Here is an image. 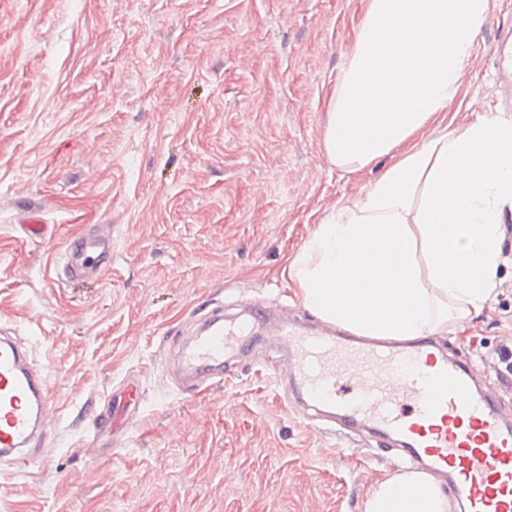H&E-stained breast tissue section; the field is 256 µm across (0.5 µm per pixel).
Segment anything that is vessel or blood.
I'll return each instance as SVG.
<instances>
[{
	"label": "vessel or blood",
	"mask_w": 512,
	"mask_h": 512,
	"mask_svg": "<svg viewBox=\"0 0 512 512\" xmlns=\"http://www.w3.org/2000/svg\"><path fill=\"white\" fill-rule=\"evenodd\" d=\"M67 279L112 269V236L99 230L70 241L59 265ZM289 348L286 371L312 410L331 408L355 432L396 436L406 461L448 479L462 512H512V418L499 399L481 390L470 365L447 355L432 340L386 347L333 330L308 335L281 323ZM248 325L225 324L213 308L182 354L186 378L199 385L224 375V364L250 343ZM140 387L126 379L112 390L99 415L121 429L138 409ZM45 379L22 344L0 336V461L29 464L50 424Z\"/></svg>",
	"instance_id": "vessel-or-blood-1"
}]
</instances>
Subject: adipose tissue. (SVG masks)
Masks as SVG:
<instances>
[{
  "label": "adipose tissue",
  "mask_w": 512,
  "mask_h": 512,
  "mask_svg": "<svg viewBox=\"0 0 512 512\" xmlns=\"http://www.w3.org/2000/svg\"><path fill=\"white\" fill-rule=\"evenodd\" d=\"M489 0H368L330 100L340 172L391 165L317 224L282 275L318 318L412 340L464 328L495 302L512 220V113L423 139L457 96ZM363 512H450L419 469L379 481Z\"/></svg>",
  "instance_id": "adipose-tissue-1"
}]
</instances>
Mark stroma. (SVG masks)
Segmentation results:
<instances>
[{
    "label": "stroma",
    "mask_w": 512,
    "mask_h": 512,
    "mask_svg": "<svg viewBox=\"0 0 512 512\" xmlns=\"http://www.w3.org/2000/svg\"><path fill=\"white\" fill-rule=\"evenodd\" d=\"M366 0H0V326L54 404L45 456L0 466V512H362L397 470L287 402L272 322L223 379L190 388L181 336L215 306L317 318L281 271L315 224L389 165L344 174L323 139ZM512 0H489L468 76L428 138L512 104L495 50ZM40 210L52 234L17 226ZM106 225L107 278L56 275L66 242ZM498 300L440 345L492 369L512 348V268ZM123 432L90 433L127 376Z\"/></svg>",
    "instance_id": "1"
}]
</instances>
